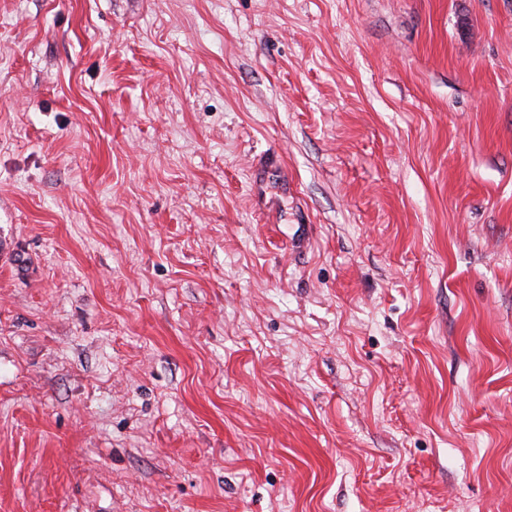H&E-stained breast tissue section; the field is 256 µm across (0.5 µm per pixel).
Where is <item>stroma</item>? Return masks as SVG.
I'll use <instances>...</instances> for the list:
<instances>
[{
	"label": "stroma",
	"instance_id": "35a3bbf8",
	"mask_svg": "<svg viewBox=\"0 0 512 512\" xmlns=\"http://www.w3.org/2000/svg\"><path fill=\"white\" fill-rule=\"evenodd\" d=\"M0 512H512V0H0Z\"/></svg>",
	"mask_w": 512,
	"mask_h": 512
}]
</instances>
